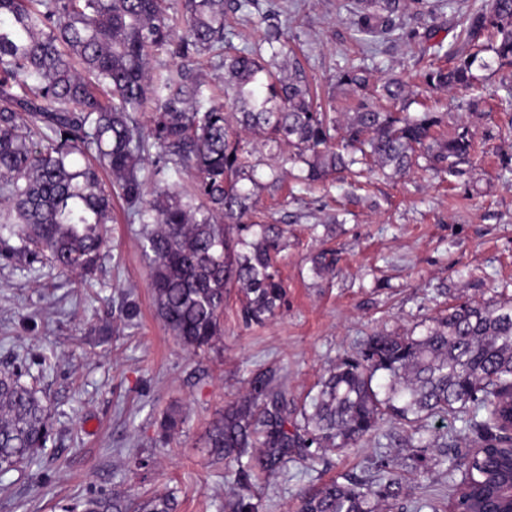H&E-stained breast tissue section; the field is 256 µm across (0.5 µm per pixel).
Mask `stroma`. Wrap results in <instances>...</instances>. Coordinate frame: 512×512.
Listing matches in <instances>:
<instances>
[{
	"label": "stroma",
	"mask_w": 512,
	"mask_h": 512,
	"mask_svg": "<svg viewBox=\"0 0 512 512\" xmlns=\"http://www.w3.org/2000/svg\"><path fill=\"white\" fill-rule=\"evenodd\" d=\"M351 0H253L228 13L236 45L254 42L269 24L285 22L322 105L346 109L336 74L362 63L374 76H402L414 90L412 111L438 104L441 133L469 123L478 152L463 177L418 170L402 178L371 176L357 190L340 177L313 190L293 180L262 190L258 208L288 235L280 262L286 305L276 319L245 323L237 293L224 302V335L208 352L183 349L158 316L138 225L114 199L105 257L90 283L50 267L33 271L24 258L0 260V370L23 367L36 379L53 424L37 464L0 475V512H61L100 494L143 499L176 489L179 512H224L233 484L204 439L218 410L244 396L258 373L288 389L289 420L310 403L324 370L354 354L378 331L420 329L449 306L512 297V102L500 97V73L485 71L481 117L465 107L472 93L437 94L426 70L449 66L461 49L468 16L486 0H445L436 14L406 12L391 35L360 39ZM336 251V269L316 274L311 255ZM137 319L119 318L122 298ZM186 418L182 432L154 446L157 421L169 408ZM407 426L388 422L362 446L309 465L289 461L254 480L260 512H295L299 493L346 475L370 481L380 459L401 448ZM149 457L137 468L134 455ZM452 491L444 467L412 483L395 512H419L430 501L447 508Z\"/></svg>",
	"instance_id": "obj_1"
}]
</instances>
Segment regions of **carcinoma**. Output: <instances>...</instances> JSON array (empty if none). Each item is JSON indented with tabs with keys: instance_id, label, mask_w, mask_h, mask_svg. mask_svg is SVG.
Wrapping results in <instances>:
<instances>
[{
	"instance_id": "1",
	"label": "carcinoma",
	"mask_w": 512,
	"mask_h": 512,
	"mask_svg": "<svg viewBox=\"0 0 512 512\" xmlns=\"http://www.w3.org/2000/svg\"><path fill=\"white\" fill-rule=\"evenodd\" d=\"M356 31L395 30V14L433 13L437 0H361ZM251 0H0V258L89 276L102 257L112 223L113 185L140 234L150 264L156 311L184 348L205 351L224 335V296L241 295L245 321L263 323L281 311L285 288L277 257L286 248L278 224L256 220L259 190L282 181L283 171L259 172L243 135L257 139L297 168L293 178L316 185L347 172L408 173L418 159L435 174L457 176L478 144L468 125L435 134L443 115L435 107L415 114L382 101L411 104L403 77L378 85L370 72L349 67L336 87L349 95L338 121L317 103L288 38L270 25L262 39L238 47L226 33L227 11ZM464 45L450 67L424 74L436 91L470 88L474 70L508 69L501 88L512 94V0H490L472 13ZM159 49L177 60L153 76ZM482 52L491 53L486 59ZM212 55L224 68V102L207 96L198 70ZM164 160L147 190L150 149ZM186 167L196 182L186 190L165 170ZM336 267V252L313 258L318 274ZM20 370L0 371V474L38 461L51 437L46 406ZM512 413V298L467 300L423 325L419 335L379 333L332 365L303 423H288V399L263 375L210 422L205 448L225 462L234 481L272 472L293 456L315 462L343 451L385 421L411 428L408 447L436 448L424 437L430 418L463 419L483 451L434 460L448 474L469 477L460 512H478L512 458V439L500 425ZM177 409L159 423V437L180 432ZM403 491L398 454L380 464L376 484L332 479L301 497L298 512H389ZM227 512H258L252 495L235 493ZM176 491L140 503L114 494L89 497L64 512H177Z\"/></svg>"
}]
</instances>
